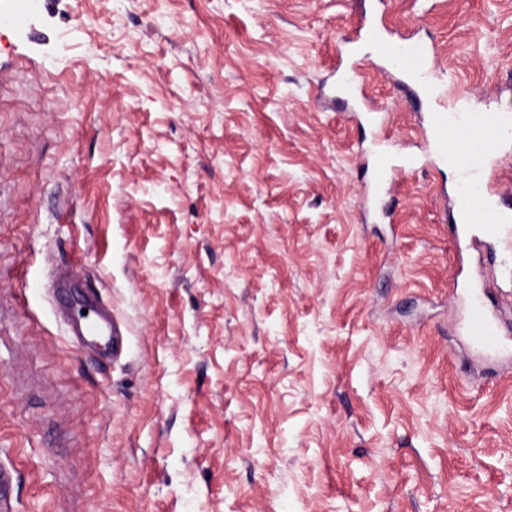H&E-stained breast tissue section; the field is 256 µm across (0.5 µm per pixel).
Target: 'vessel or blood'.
<instances>
[{
    "label": "vessel or blood",
    "instance_id": "obj_1",
    "mask_svg": "<svg viewBox=\"0 0 512 512\" xmlns=\"http://www.w3.org/2000/svg\"><path fill=\"white\" fill-rule=\"evenodd\" d=\"M372 53L388 62L414 86L430 103L426 114L431 149L435 162L450 165L458 173L456 212L462 223H473L482 238L501 237L512 225V211L499 205L496 189L489 184L486 172L503 144L512 140V113L475 110L469 101L460 100L449 105L440 99L443 83L454 81L453 72L433 66V49L423 41H397L385 35L382 29L370 26L364 29ZM420 160L413 155L394 161L382 155L375 172V183L384 191H392L394 172L412 171ZM112 332L110 319L78 317L71 328L74 341L88 335H108ZM467 334L473 345L489 353H501L499 326L487 312L482 297H475L467 324Z\"/></svg>",
    "mask_w": 512,
    "mask_h": 512
}]
</instances>
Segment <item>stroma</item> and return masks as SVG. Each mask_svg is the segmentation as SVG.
I'll use <instances>...</instances> for the list:
<instances>
[{
	"label": "stroma",
	"instance_id": "1",
	"mask_svg": "<svg viewBox=\"0 0 512 512\" xmlns=\"http://www.w3.org/2000/svg\"><path fill=\"white\" fill-rule=\"evenodd\" d=\"M435 48L512 111V0H0V468L11 512H512V363L398 74ZM354 58L385 115L331 100ZM423 156L382 210L365 143ZM112 308L75 347L51 285ZM487 280L483 272L478 273V288L467 324V334L473 345L489 353H504L505 347L500 340L499 325L487 312L481 292L484 291Z\"/></svg>",
	"mask_w": 512,
	"mask_h": 512
}]
</instances>
